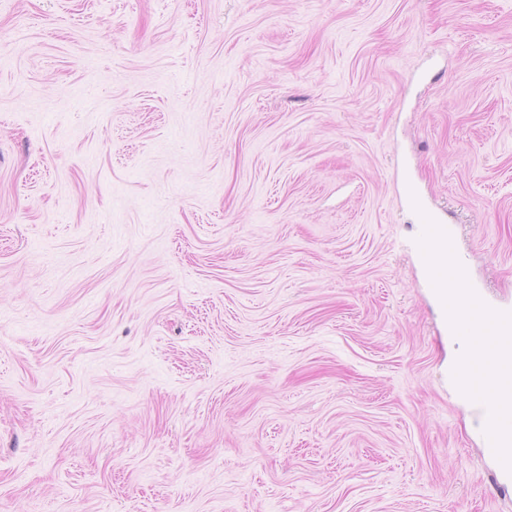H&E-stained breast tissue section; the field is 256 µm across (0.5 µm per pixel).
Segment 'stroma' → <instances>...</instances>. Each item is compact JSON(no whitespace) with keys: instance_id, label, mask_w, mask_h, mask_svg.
Masks as SVG:
<instances>
[{"instance_id":"35a3bbf8","label":"stroma","mask_w":512,"mask_h":512,"mask_svg":"<svg viewBox=\"0 0 512 512\" xmlns=\"http://www.w3.org/2000/svg\"><path fill=\"white\" fill-rule=\"evenodd\" d=\"M425 207L512 306V0H0V512H512Z\"/></svg>"}]
</instances>
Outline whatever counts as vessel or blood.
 <instances>
[{"label":"vessel or blood","mask_w":512,"mask_h":512,"mask_svg":"<svg viewBox=\"0 0 512 512\" xmlns=\"http://www.w3.org/2000/svg\"><path fill=\"white\" fill-rule=\"evenodd\" d=\"M450 243L449 264L442 270L443 277L458 276L462 267L452 245L455 233L452 225L431 210H423L420 245L429 248L433 239ZM469 300L480 314L491 319L485 337L478 345L467 349L466 357L475 367L478 384L493 388L492 396L475 393L479 422L483 432V446L493 457L498 471L512 475V308L487 300L477 287L467 290Z\"/></svg>","instance_id":"obj_1"}]
</instances>
